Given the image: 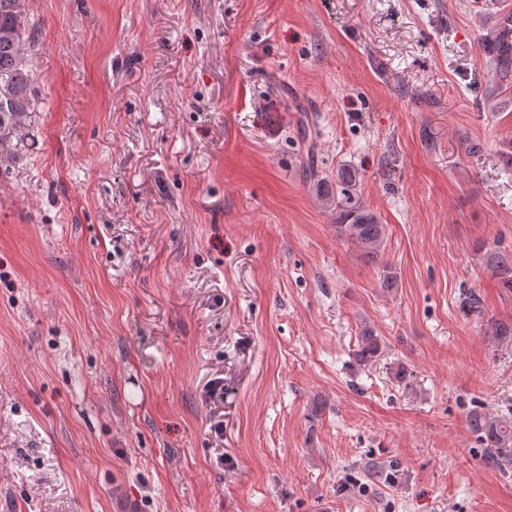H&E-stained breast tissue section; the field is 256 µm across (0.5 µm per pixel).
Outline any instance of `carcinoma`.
Instances as JSON below:
<instances>
[{
  "mask_svg": "<svg viewBox=\"0 0 512 512\" xmlns=\"http://www.w3.org/2000/svg\"><path fill=\"white\" fill-rule=\"evenodd\" d=\"M30 38L24 0H0V167L16 158L13 140H21L25 118L35 97L27 63L26 43ZM486 48L489 62L500 84L512 83V12L502 14L490 31ZM359 173L350 167L336 170V211L338 234L353 242L370 262L380 260L386 241V227L354 195ZM484 250L486 267L501 287L512 292V249L501 244ZM383 354L382 340L365 328L355 363L366 368ZM468 428L483 449L486 465L507 475L512 472V420L474 408L467 415Z\"/></svg>",
  "mask_w": 512,
  "mask_h": 512,
  "instance_id": "cac0c4a2",
  "label": "carcinoma"
}]
</instances>
